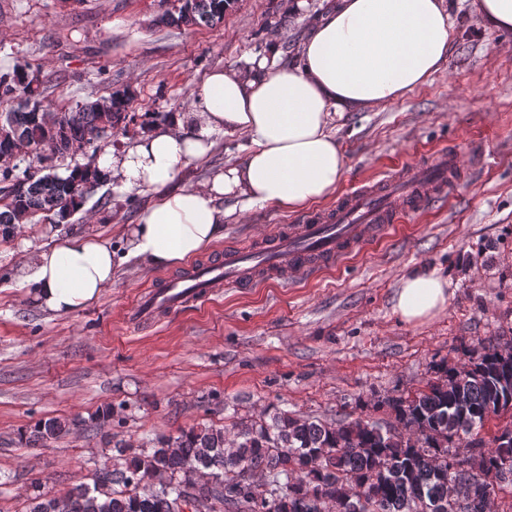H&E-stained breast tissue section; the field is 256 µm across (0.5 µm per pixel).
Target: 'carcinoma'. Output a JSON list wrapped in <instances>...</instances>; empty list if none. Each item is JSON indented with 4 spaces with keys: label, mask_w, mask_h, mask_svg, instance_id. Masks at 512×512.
<instances>
[{
    "label": "carcinoma",
    "mask_w": 512,
    "mask_h": 512,
    "mask_svg": "<svg viewBox=\"0 0 512 512\" xmlns=\"http://www.w3.org/2000/svg\"><path fill=\"white\" fill-rule=\"evenodd\" d=\"M164 21L215 26L233 0H168ZM37 78L23 68L0 74V159L26 164L24 177L0 175V237L25 224L59 223L102 183L92 164L62 176L45 161L84 155L87 146L134 121L130 96L117 90L56 117L40 99ZM32 158L16 159L18 148ZM40 167L32 169L33 162ZM385 404L395 425L357 418L327 422L276 411L235 426L228 448L223 427H190L152 448L117 446L119 461L96 470L92 484L61 493L32 481L26 512H187L198 496L214 512H485L468 482L498 485L512 495V419L489 441L475 439L486 422L512 414V347L492 346L436 377L412 396ZM70 431L48 418L34 427L43 443ZM474 449L470 474L457 469L460 442Z\"/></svg>",
    "instance_id": "carcinoma-1"
}]
</instances>
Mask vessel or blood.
Wrapping results in <instances>:
<instances>
[{"label": "vessel or blood", "instance_id": "vessel-or-blood-1", "mask_svg": "<svg viewBox=\"0 0 512 512\" xmlns=\"http://www.w3.org/2000/svg\"><path fill=\"white\" fill-rule=\"evenodd\" d=\"M478 141L441 149L384 179L362 182L340 194L327 211L280 227L250 248H228L223 256L197 264L189 275L168 277L130 310L136 324L162 318L204 301L221 287H250L259 281H288L333 267L415 214L446 200L461 179L462 156L474 155Z\"/></svg>", "mask_w": 512, "mask_h": 512}]
</instances>
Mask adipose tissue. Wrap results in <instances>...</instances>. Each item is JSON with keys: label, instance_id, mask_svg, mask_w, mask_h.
Masks as SVG:
<instances>
[{"label": "adipose tissue", "instance_id": "adipose-tissue-1", "mask_svg": "<svg viewBox=\"0 0 512 512\" xmlns=\"http://www.w3.org/2000/svg\"><path fill=\"white\" fill-rule=\"evenodd\" d=\"M300 61L261 58L244 70L217 69L197 90L196 107L175 112L128 150L94 165L118 190L158 187L181 163L200 158L216 133L250 142L241 163L200 188L166 194L126 232L127 258L149 269L186 264L224 235L225 200L242 208L293 212L330 197L346 159L330 125L347 112L402 99L446 63L452 37L447 0H337L307 18ZM115 251L87 229L23 254L19 271L36 302L57 314L95 303L112 285ZM451 283L438 269L404 275L393 309L408 323L445 309Z\"/></svg>", "mask_w": 512, "mask_h": 512}]
</instances>
